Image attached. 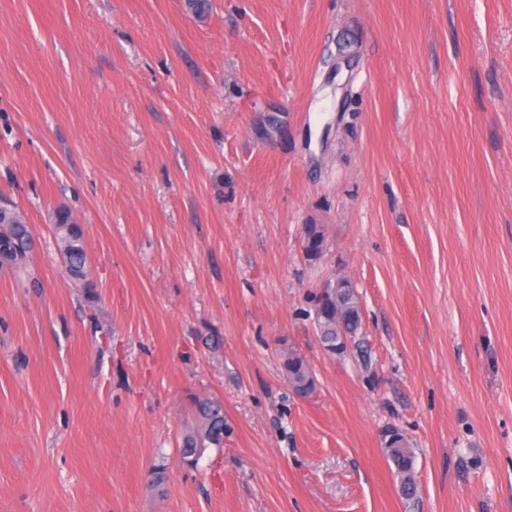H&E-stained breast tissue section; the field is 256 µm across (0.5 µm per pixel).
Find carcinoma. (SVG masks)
<instances>
[{"mask_svg": "<svg viewBox=\"0 0 512 512\" xmlns=\"http://www.w3.org/2000/svg\"><path fill=\"white\" fill-rule=\"evenodd\" d=\"M17 223L0 225V245L9 252L10 262L0 263V272L16 273L26 266L31 230L22 211H17ZM61 224L56 229L59 249L69 265L72 276L82 281V287L89 288L84 269L87 265V251L84 231L69 212L60 211ZM307 251L316 258L322 253L323 235L315 226L305 229ZM313 322L323 350L330 356L336 352V341L347 336L356 338L361 331L362 321L359 296L354 288L345 290L329 285L317 298ZM281 368L292 391L300 397L311 396L316 389L310 378L312 370L307 361L297 352L288 348L281 352ZM226 424L223 406L210 398L198 397L193 403V422L182 434L180 456L189 465L195 464L204 451L224 444ZM389 466L396 479L400 499L411 503L418 496L415 479L416 457L410 442L400 448L387 449Z\"/></svg>", "mask_w": 512, "mask_h": 512, "instance_id": "obj_1", "label": "carcinoma"}]
</instances>
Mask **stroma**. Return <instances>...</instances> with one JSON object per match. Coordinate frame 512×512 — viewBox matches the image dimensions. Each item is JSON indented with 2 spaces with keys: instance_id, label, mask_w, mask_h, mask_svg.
<instances>
[{
  "instance_id": "35a3bbf8",
  "label": "stroma",
  "mask_w": 512,
  "mask_h": 512,
  "mask_svg": "<svg viewBox=\"0 0 512 512\" xmlns=\"http://www.w3.org/2000/svg\"><path fill=\"white\" fill-rule=\"evenodd\" d=\"M186 2L0 0V197L36 240L0 274V512H512V0ZM339 276L367 371L314 331ZM198 397L230 432L189 466ZM59 212L61 224H58V214H56L54 221V224H58L56 235L59 249L69 265L72 276L79 279L82 288H91L89 281H81L85 278L84 269L87 265L84 231L81 225L77 224L72 214L65 210ZM281 368L292 391L300 397L311 396L316 389L312 370L307 361L293 349H284L280 355ZM389 466L396 479V488L400 499L411 503L418 496L415 479L416 457L408 439L401 448H386Z\"/></svg>"
}]
</instances>
